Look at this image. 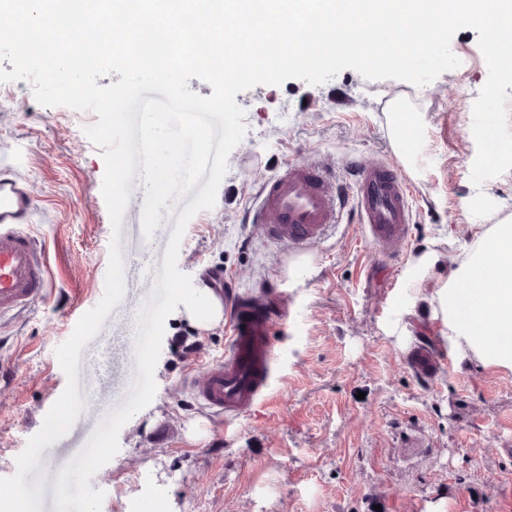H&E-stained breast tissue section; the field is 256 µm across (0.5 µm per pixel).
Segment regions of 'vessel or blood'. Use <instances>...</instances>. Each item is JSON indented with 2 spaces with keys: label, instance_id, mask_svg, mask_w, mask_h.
Masks as SVG:
<instances>
[{
  "label": "vessel or blood",
  "instance_id": "vessel-or-blood-1",
  "mask_svg": "<svg viewBox=\"0 0 512 512\" xmlns=\"http://www.w3.org/2000/svg\"><path fill=\"white\" fill-rule=\"evenodd\" d=\"M347 169L355 181L349 195L331 163L284 168L257 186L246 223L273 245L305 250L320 244L349 206L379 253L401 247L413 222L404 178L393 164L372 157L351 161ZM36 211L25 184L0 171V327L53 295L47 248L29 229ZM224 311L228 353L206 372L189 374L186 384L204 409L228 418L257 405L270 386L274 306L267 292L258 291L225 298Z\"/></svg>",
  "mask_w": 512,
  "mask_h": 512
}]
</instances>
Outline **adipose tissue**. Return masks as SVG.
Returning <instances> with one entry per match:
<instances>
[{"instance_id": "obj_1", "label": "adipose tissue", "mask_w": 512, "mask_h": 512, "mask_svg": "<svg viewBox=\"0 0 512 512\" xmlns=\"http://www.w3.org/2000/svg\"><path fill=\"white\" fill-rule=\"evenodd\" d=\"M416 264L448 269L440 287L418 293L415 300L432 310L458 358L512 371V224L491 225L460 264H446L433 249L418 256ZM181 315L198 331L208 332L221 325L224 304L204 286L184 304Z\"/></svg>"}]
</instances>
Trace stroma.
Masks as SVG:
<instances>
[{"instance_id": "1", "label": "stroma", "mask_w": 512, "mask_h": 512, "mask_svg": "<svg viewBox=\"0 0 512 512\" xmlns=\"http://www.w3.org/2000/svg\"><path fill=\"white\" fill-rule=\"evenodd\" d=\"M451 51L459 66L423 87L346 69L317 86L290 79L236 95L245 135L215 206L188 221L177 267L196 286L217 275L241 293L276 286L287 314L273 327L269 399L230 423L202 411L185 377L223 358L228 334L222 326L199 333L171 313L155 397L122 426L118 452L100 469L111 512H512V371L459 360L428 309L408 314L416 290L437 287L441 275L416 267L414 256L443 241L465 259L490 225L512 222V170L479 189L471 181L473 105L488 77L477 32L460 29ZM398 97L418 112L408 158L386 110ZM97 120L39 105L26 81L0 83V164H15L29 183L39 206L30 230L46 244L56 286L50 302L0 330V362L12 369L0 379V475L16 469L43 425L44 401L62 373L56 349L74 329L69 307H91L106 271L104 162L84 132ZM356 155L379 156L404 174L414 213L408 241L381 256L351 219L310 250L311 269L288 277L292 254L242 221L258 183L318 158L334 161L341 176ZM479 190L497 205L486 217L469 210ZM144 199L134 177L120 231L127 289L109 328L80 352L85 370L97 374V401L49 446L41 512H55L58 475L102 421L100 405L121 408L138 376L123 336L140 306V268H162L185 207L162 210L148 237ZM425 350L438 363L427 376L411 361ZM195 419L206 434L192 442L186 430Z\"/></svg>"}]
</instances>
